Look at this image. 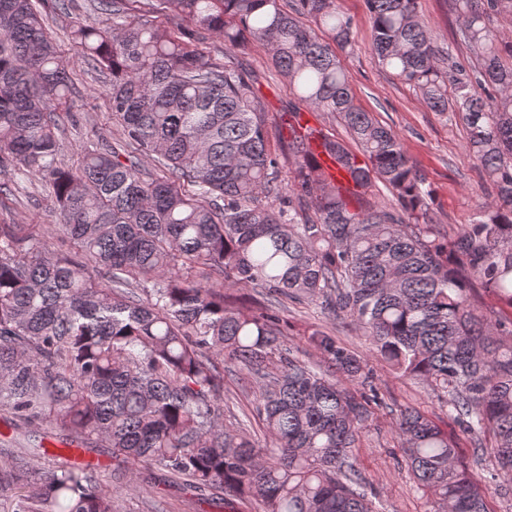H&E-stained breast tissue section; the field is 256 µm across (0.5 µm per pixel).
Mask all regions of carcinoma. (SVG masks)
I'll use <instances>...</instances> for the list:
<instances>
[{
    "mask_svg": "<svg viewBox=\"0 0 512 512\" xmlns=\"http://www.w3.org/2000/svg\"><path fill=\"white\" fill-rule=\"evenodd\" d=\"M139 1L178 27L136 16ZM366 3L379 65L431 111L459 115L496 189L449 239L433 231L425 175L397 133L355 103L336 55L353 45V21L336 0H90L112 27L76 21L69 38L112 75L121 134L75 169L57 162L74 92L42 13L70 5L0 0V168L49 183L72 244L49 253L0 229V411L84 447L100 440L145 478L160 471L229 509L375 512L355 452L382 404L367 361L322 329L307 337L322 363L300 358L272 308L245 313L224 297L252 286L354 319L372 354L436 394L474 457L490 453L500 494L512 491V315L470 296L486 288L512 308V42L487 24L512 18V0H455L470 73L437 45L417 0ZM210 36L224 41L222 63L198 49ZM247 44L301 104L285 180L257 76L236 54ZM302 107L345 123L359 151L318 137L352 186L319 161ZM144 154L156 172L141 169ZM375 179L396 206L365 199ZM226 371L254 390L265 444L226 424ZM395 434L434 512H489L487 488L432 417L401 409ZM47 454L0 462V484L20 488L8 512H116L96 465L44 472L35 460Z\"/></svg>",
    "mask_w": 512,
    "mask_h": 512,
    "instance_id": "obj_1",
    "label": "carcinoma"
}]
</instances>
